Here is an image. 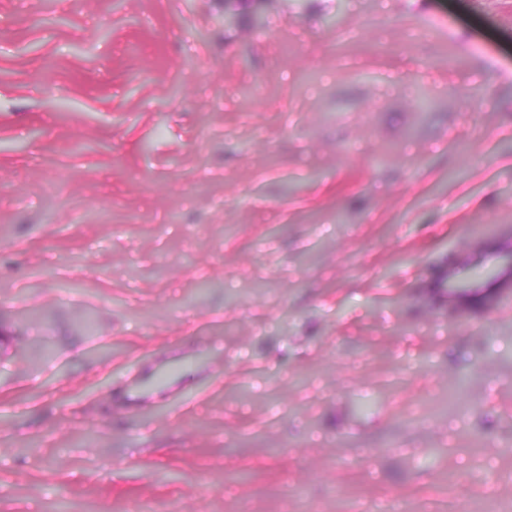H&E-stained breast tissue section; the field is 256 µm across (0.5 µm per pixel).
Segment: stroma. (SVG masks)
<instances>
[{"instance_id":"35a3bbf8","label":"stroma","mask_w":512,"mask_h":512,"mask_svg":"<svg viewBox=\"0 0 512 512\" xmlns=\"http://www.w3.org/2000/svg\"><path fill=\"white\" fill-rule=\"evenodd\" d=\"M224 8L0 0V512H512V0Z\"/></svg>"}]
</instances>
